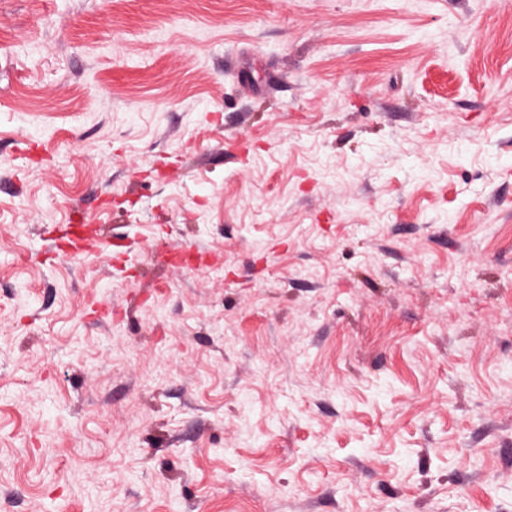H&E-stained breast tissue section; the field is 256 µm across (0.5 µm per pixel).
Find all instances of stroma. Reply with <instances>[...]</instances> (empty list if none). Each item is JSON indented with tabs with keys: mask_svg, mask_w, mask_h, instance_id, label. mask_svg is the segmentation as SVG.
I'll list each match as a JSON object with an SVG mask.
<instances>
[{
	"mask_svg": "<svg viewBox=\"0 0 512 512\" xmlns=\"http://www.w3.org/2000/svg\"><path fill=\"white\" fill-rule=\"evenodd\" d=\"M0 512H512V0H0Z\"/></svg>",
	"mask_w": 512,
	"mask_h": 512,
	"instance_id": "35a3bbf8",
	"label": "stroma"
}]
</instances>
